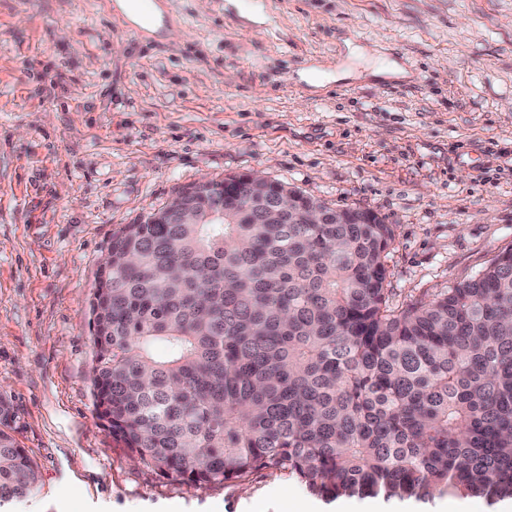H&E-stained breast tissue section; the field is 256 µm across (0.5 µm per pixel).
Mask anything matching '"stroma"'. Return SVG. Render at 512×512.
Instances as JSON below:
<instances>
[{
    "label": "stroma",
    "instance_id": "stroma-1",
    "mask_svg": "<svg viewBox=\"0 0 512 512\" xmlns=\"http://www.w3.org/2000/svg\"><path fill=\"white\" fill-rule=\"evenodd\" d=\"M0 0V397L39 482L9 512H292L286 472L189 485L98 419L90 301L112 237L255 172L383 217L393 302L512 249V0ZM375 49L407 77L367 75ZM348 70L315 88L312 67Z\"/></svg>",
    "mask_w": 512,
    "mask_h": 512
}]
</instances>
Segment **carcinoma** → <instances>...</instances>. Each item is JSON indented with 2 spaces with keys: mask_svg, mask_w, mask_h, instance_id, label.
Here are the masks:
<instances>
[{
  "mask_svg": "<svg viewBox=\"0 0 512 512\" xmlns=\"http://www.w3.org/2000/svg\"><path fill=\"white\" fill-rule=\"evenodd\" d=\"M286 185L238 176L112 236L89 322L99 418L169 480L288 471L330 501L512 497V249L478 276L397 305L393 229L290 224ZM164 346V354L155 352ZM0 508L38 474L6 432Z\"/></svg>",
  "mask_w": 512,
  "mask_h": 512,
  "instance_id": "cac0c4a2",
  "label": "carcinoma"
}]
</instances>
